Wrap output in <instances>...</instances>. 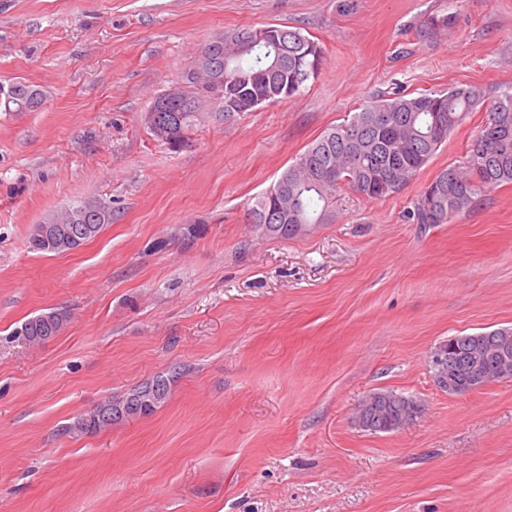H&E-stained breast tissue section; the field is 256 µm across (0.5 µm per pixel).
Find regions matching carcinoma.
<instances>
[{
    "label": "carcinoma",
    "instance_id": "carcinoma-1",
    "mask_svg": "<svg viewBox=\"0 0 512 512\" xmlns=\"http://www.w3.org/2000/svg\"><path fill=\"white\" fill-rule=\"evenodd\" d=\"M221 45L224 85L211 83V72L201 56L194 67L181 76L190 90L180 98L165 92L153 105L174 110L180 117L175 137L182 144L189 132L213 109L223 112H250L263 103L291 98L319 73L321 47L298 29L270 26L244 28L219 33L209 39ZM40 90L16 83L0 86V104L4 111L32 112L42 106ZM484 106L481 89L474 86L451 87L446 91L413 95L398 92L368 102L351 120L324 131L297 160L286 168L279 181L288 188V198H275L264 192L255 198L248 211L265 214L279 204L288 203V223L326 224L331 207L342 186L372 199L398 192L434 157L440 146L463 123L469 113ZM512 184V91H506L487 107L485 125L474 136L466 161L442 169L412 201L409 218L414 224H448L469 211L485 189ZM92 201H80L46 217L53 224L80 229L93 220L85 218ZM64 327L46 325L35 316L14 329L15 341L31 344L57 335ZM500 330L453 336L445 341L446 362L465 363L479 349L488 354L483 364L487 380L496 379V352L503 348ZM169 379L158 377L142 384L119 401L108 400L96 406L68 427L70 431L94 433L99 427L94 418L102 409L111 413L106 428L129 416L148 414L164 399L151 403L144 411L129 403L148 392L150 387ZM409 398L393 391H379L360 405V429L383 433L382 425L399 420L400 406Z\"/></svg>",
    "mask_w": 512,
    "mask_h": 512
}]
</instances>
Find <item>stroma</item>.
<instances>
[{
  "instance_id": "1",
  "label": "stroma",
  "mask_w": 512,
  "mask_h": 512,
  "mask_svg": "<svg viewBox=\"0 0 512 512\" xmlns=\"http://www.w3.org/2000/svg\"><path fill=\"white\" fill-rule=\"evenodd\" d=\"M265 26L315 40L318 77L205 118L179 150L157 140L143 115L200 44ZM13 82L44 103L0 111V512H512V380L455 396L429 368L449 337L512 327V184L448 224L407 218L486 110L398 193L342 188L332 223L284 238L246 211L373 97L511 88L512 0H0ZM89 199L112 208L95 238L27 250ZM52 309L69 315L57 336L13 341ZM157 376L155 411L70 432ZM381 390L418 417L361 430Z\"/></svg>"
}]
</instances>
